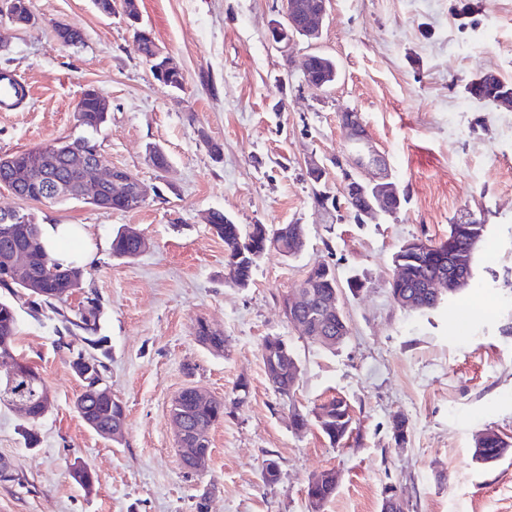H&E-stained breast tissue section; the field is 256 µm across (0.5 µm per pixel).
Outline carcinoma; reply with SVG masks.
I'll use <instances>...</instances> for the list:
<instances>
[{
	"label": "carcinoma",
	"mask_w": 512,
	"mask_h": 512,
	"mask_svg": "<svg viewBox=\"0 0 512 512\" xmlns=\"http://www.w3.org/2000/svg\"><path fill=\"white\" fill-rule=\"evenodd\" d=\"M55 37L64 39L75 45L83 41V32L69 25H55ZM79 124L90 132L98 131L106 123L102 113L96 111L95 106L89 101L80 103ZM40 156L39 149L34 148L12 155L17 164H29L33 167V179H38ZM211 228L219 238L224 241V267L231 268L233 282L245 288L249 285L253 269L267 251L260 249L264 240L275 236L283 245L305 236L303 224H248L241 225L226 221V214L221 210H215L210 216ZM22 247L29 252L31 257L30 274L33 278H41L44 275L46 262L52 256L42 243V226L37 220L27 224H9L0 231V257H4L9 248ZM141 253L139 240L128 236L125 229L116 232L112 239V254L117 258H134ZM407 275L402 291L410 293L417 302V310L428 311L439 304L425 283L438 271L448 270V242L441 241L437 244L435 253L428 259L413 258L406 262ZM81 273L87 277L89 271L84 267L71 264L56 263L55 272L51 278L45 281L46 289L43 294L32 295V291L18 284L8 285L0 281V288H5L10 298L0 299V340L9 341V348L15 349L18 335V309L17 301L25 299L30 308L36 310L42 306L51 308L62 317L64 329L70 330L74 326L84 333L82 340L92 349L101 352V357L94 359L96 365L89 375L80 378L82 391L75 401V409L82 410L93 405L87 388L95 383L104 381L106 365L104 360L110 357V352L104 347L105 337L97 335L100 329V309L96 299H87V304L79 309L77 319L72 320L64 315L62 306L73 295L71 284L75 273ZM282 339L278 336H268L264 339L261 350L266 375H275L278 382L271 383L273 390L283 396L290 397L295 385L288 368L284 367L276 372L272 368L273 354L278 352V344ZM122 403L118 400L112 402V409L96 407L91 416H82L84 422L97 434L106 436L109 428L110 413L121 410ZM325 410L324 419L318 421L319 427L331 446L340 445L343 440L352 434V416L349 405L343 399L333 398L323 404ZM171 415L182 416L190 424V428L196 429V433L189 436L187 446L190 448L210 449V430L224 418V402L215 398L196 400L178 395L171 405ZM512 455V439H492L486 443H475L473 458L481 464L495 463L502 458Z\"/></svg>",
	"instance_id": "obj_1"
}]
</instances>
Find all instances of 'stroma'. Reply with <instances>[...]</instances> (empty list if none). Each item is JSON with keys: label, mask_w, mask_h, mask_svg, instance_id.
<instances>
[{"label": "stroma", "mask_w": 512, "mask_h": 512, "mask_svg": "<svg viewBox=\"0 0 512 512\" xmlns=\"http://www.w3.org/2000/svg\"><path fill=\"white\" fill-rule=\"evenodd\" d=\"M138 5L179 66L182 90L154 80L122 13L102 16L92 0H30L37 27L0 22V72L30 87L19 110L0 112V155L85 136L76 107L93 86L109 103L92 135L101 154L147 191L140 208L121 212L23 200L0 186L2 210L85 226L95 251L84 292L101 307L107 382L126 412L115 441L82 421L81 383L56 346L60 317L20 305L17 352L38 368L54 406L35 426L34 448L24 445L22 418L0 408V457L16 474L0 483V512H196L205 492L207 512H308L309 479L331 468L340 480L324 512H381L388 489L404 512H512V455L473 459L481 430L512 438V110L463 91L486 70L512 84V0H332L313 46L270 40L283 0ZM58 23L82 30L83 42H58ZM312 49L335 59L333 86L304 82L300 64ZM346 109L361 113L406 196L396 213L363 224L345 208L318 209L306 176L308 159H318L326 190L339 194ZM154 147L166 169L150 162ZM212 209L238 224L305 225V247L294 258L269 252L248 287L225 285L224 242L201 220ZM469 210L486 220L470 286L436 309H401L389 292L393 254L413 238L446 239ZM122 226L149 242L137 257L112 254ZM322 264L336 274L349 329L332 349L311 344L282 308ZM354 277L364 283L357 294ZM202 318L222 332L223 353L198 344ZM268 336L287 342L300 365L287 399L267 381ZM189 386L224 402L201 474L184 469L171 424L172 402ZM334 397L350 405L346 444L331 446L314 421L293 429V409ZM397 415L407 422L400 446ZM270 459L280 472L271 485L262 480ZM77 460L95 473L92 489L71 477Z\"/></svg>", "instance_id": "obj_1"}]
</instances>
